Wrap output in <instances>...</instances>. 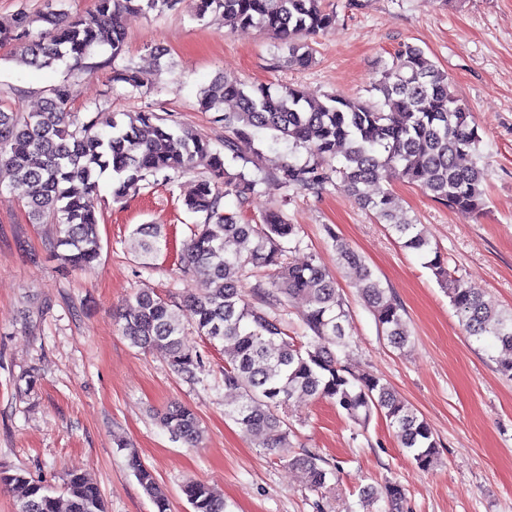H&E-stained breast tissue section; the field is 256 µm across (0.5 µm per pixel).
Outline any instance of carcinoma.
Listing matches in <instances>:
<instances>
[{"label":"carcinoma","instance_id":"carcinoma-1","mask_svg":"<svg viewBox=\"0 0 512 512\" xmlns=\"http://www.w3.org/2000/svg\"><path fill=\"white\" fill-rule=\"evenodd\" d=\"M182 0H96L87 18L69 17L45 0L35 16L19 10L0 22V41L16 45L19 63L38 69L58 62L82 60L90 49L106 42L112 60L123 55L129 13L173 10ZM194 14H211L232 27H255L274 35L285 47V64L305 69L313 50L302 35L328 32L336 13L322 0H193ZM41 25L34 30L35 25ZM112 82L135 90L144 86L139 71L113 69ZM382 98L373 103L360 98L329 95L319 102L291 86L247 85L218 75L199 90L206 112L224 124V153L192 132L167 127L154 112L136 115L70 109L69 86L49 89L42 107L25 115L0 108V165L27 186L29 214L37 223L49 218L59 227L62 260L77 270L94 265L102 250L94 200L99 178L107 170L117 175L112 200L119 203L138 193L148 177L183 173L197 160L209 161L210 176L197 182L183 200L186 210L204 216L195 226L181 254V263L205 276L210 288L203 295L187 294L174 304L149 289L127 301L120 316V333L143 351H158L179 374L191 377L199 355L182 341L184 320L197 333L219 342L224 350V388L236 392L224 414L251 434L261 448H287L292 433L288 407L306 397L331 402L354 424L364 427L373 415L385 417L395 428L401 447L422 469L433 466L437 441L428 423L399 398L383 378L352 369L341 353L349 346V312L330 273L310 258L303 265L287 260L289 244H299V227L283 214L270 210L259 224L242 223L224 210V200L240 204L256 192L265 155L258 148L249 158L239 155L242 140L267 135L275 142L303 147L305 161L284 154L273 176L284 187L319 194L328 184L353 196L377 219L388 225L404 248L426 259L437 281L448 291L467 335L488 339L505 357L498 370L512 378V312L505 313L484 300L478 289L448 278L444 257L432 247L419 225L395 212L387 186L396 181L419 185L430 197L456 212L478 219L485 214L487 165L479 150L481 137L472 125L469 107L451 90L448 75L418 47L401 46L372 87ZM232 110H226V106ZM340 165H334L337 154ZM471 157L468 165L461 159ZM242 161L232 171L226 162ZM81 184V191L72 184ZM164 235L151 224H140L131 235V249L142 258L161 251ZM342 264L355 272V288L372 309L381 335L403 350L410 332L402 305L382 287L361 256L336 244ZM274 268L272 279L257 281L253 289L259 305L247 302L238 288L244 272ZM301 300L303 323L311 335L296 342L277 316L284 302ZM160 426L171 437L194 444L201 435L200 421L187 406L173 404L159 415ZM321 457L305 452L293 457L311 488L323 489L334 476ZM127 465L154 507L170 512L168 496L152 470L135 452ZM0 489L13 493L17 512H105L98 486L86 475L68 472L61 488L44 483L24 470L0 469ZM191 512H225L224 495L198 482L183 486ZM385 498L391 512L404 500L401 487L388 483L373 499Z\"/></svg>","mask_w":512,"mask_h":512}]
</instances>
